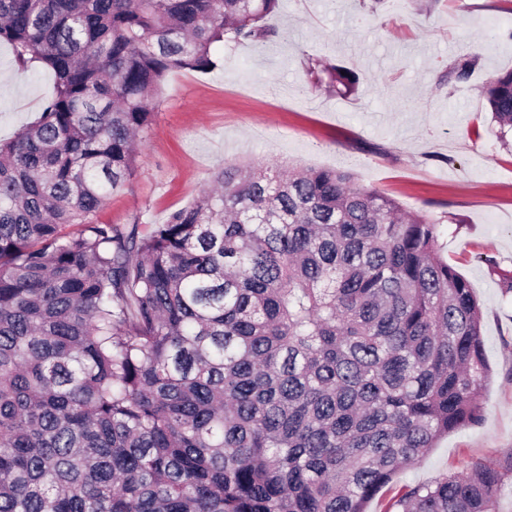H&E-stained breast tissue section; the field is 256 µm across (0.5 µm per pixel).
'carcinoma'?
<instances>
[{"instance_id":"carcinoma-1","label":"carcinoma","mask_w":512,"mask_h":512,"mask_svg":"<svg viewBox=\"0 0 512 512\" xmlns=\"http://www.w3.org/2000/svg\"><path fill=\"white\" fill-rule=\"evenodd\" d=\"M280 0H0L52 73L0 140V512H368L482 417V311L435 222L331 169L226 162L164 224L97 213L154 97ZM501 137L512 71L487 82ZM512 455L384 512H499Z\"/></svg>"}]
</instances>
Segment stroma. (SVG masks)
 Here are the masks:
<instances>
[{"instance_id":"obj_1","label":"stroma","mask_w":512,"mask_h":512,"mask_svg":"<svg viewBox=\"0 0 512 512\" xmlns=\"http://www.w3.org/2000/svg\"><path fill=\"white\" fill-rule=\"evenodd\" d=\"M272 23L263 45L215 47L209 72L168 74L137 172L98 219L164 223L237 161L346 171L438 224L442 255L480 302L491 378L481 421L400 472L369 506L384 512L394 489L512 452V296L497 275L512 271V148L484 96L512 69V0H280ZM463 55L477 65L460 82L449 68ZM321 61L354 72V90L318 81ZM53 91L50 72L23 70L0 44V139Z\"/></svg>"}]
</instances>
